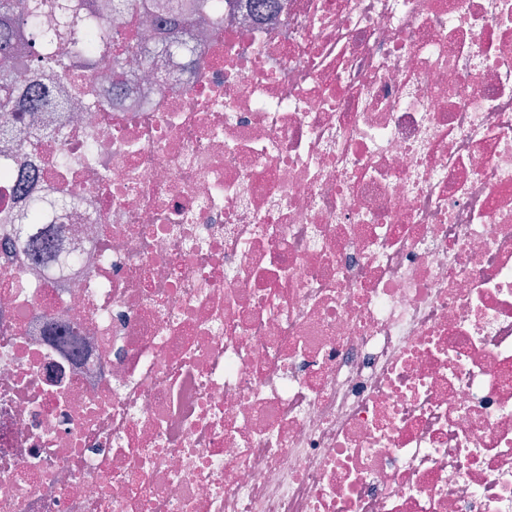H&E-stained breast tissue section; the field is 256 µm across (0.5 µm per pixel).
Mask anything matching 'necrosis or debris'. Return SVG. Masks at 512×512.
Segmentation results:
<instances>
[{"instance_id": "necrosis-or-debris-1", "label": "necrosis or debris", "mask_w": 512, "mask_h": 512, "mask_svg": "<svg viewBox=\"0 0 512 512\" xmlns=\"http://www.w3.org/2000/svg\"><path fill=\"white\" fill-rule=\"evenodd\" d=\"M278 3L0 71V512H512V0ZM182 33H181V35H178V32H177L173 38L159 43L158 45L161 44L163 46V48L161 50L155 51V50H151L150 48H146V47H144V48L138 47V48L134 49L133 44H131L129 46V48H131L132 50L127 48L126 52L133 53L134 51H136L141 56H143L144 59L150 58L151 56H155V55H170L173 52L172 50H187V51L191 52L195 46L186 37L185 32H182Z\"/></svg>"}]
</instances>
